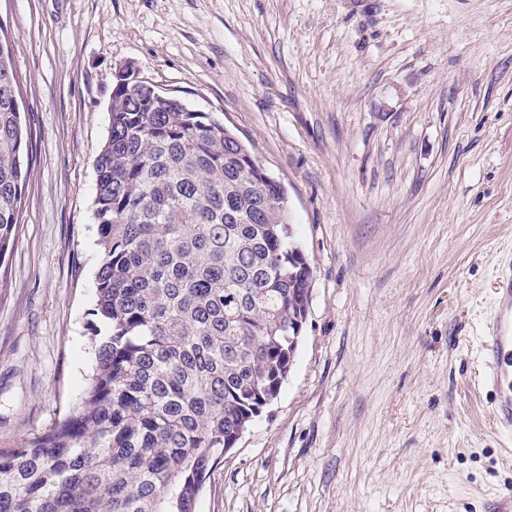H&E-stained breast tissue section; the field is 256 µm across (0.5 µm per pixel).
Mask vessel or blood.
<instances>
[{"mask_svg": "<svg viewBox=\"0 0 512 512\" xmlns=\"http://www.w3.org/2000/svg\"><path fill=\"white\" fill-rule=\"evenodd\" d=\"M495 303L480 340L482 388L492 394L495 426L512 436V260L496 271Z\"/></svg>", "mask_w": 512, "mask_h": 512, "instance_id": "vessel-or-blood-1", "label": "vessel or blood"}]
</instances>
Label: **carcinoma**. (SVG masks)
<instances>
[{"mask_svg":"<svg viewBox=\"0 0 512 512\" xmlns=\"http://www.w3.org/2000/svg\"><path fill=\"white\" fill-rule=\"evenodd\" d=\"M18 84L0 38V262L29 178ZM95 164L106 328L80 404L0 448V512H196L224 449L277 399L308 314L305 267L277 186L246 144L180 98L127 84Z\"/></svg>","mask_w":512,"mask_h":512,"instance_id":"obj_1","label":"carcinoma"}]
</instances>
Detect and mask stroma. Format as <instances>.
Listing matches in <instances>:
<instances>
[{
    "instance_id": "1",
    "label": "stroma",
    "mask_w": 512,
    "mask_h": 512,
    "mask_svg": "<svg viewBox=\"0 0 512 512\" xmlns=\"http://www.w3.org/2000/svg\"><path fill=\"white\" fill-rule=\"evenodd\" d=\"M36 134L0 263V445L94 364L95 161L119 68L212 113L313 270L279 397L197 512H486L512 454L477 386L512 258V0H0Z\"/></svg>"
}]
</instances>
